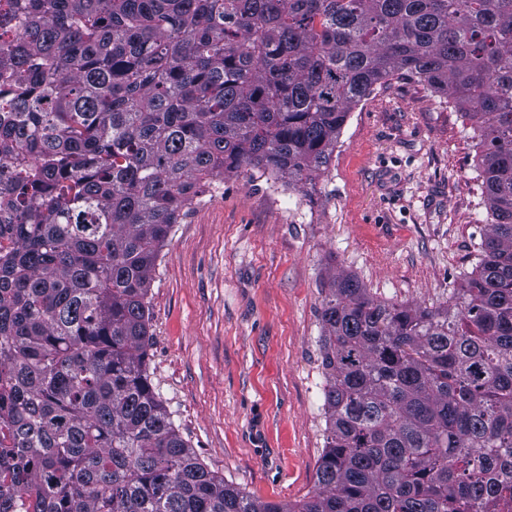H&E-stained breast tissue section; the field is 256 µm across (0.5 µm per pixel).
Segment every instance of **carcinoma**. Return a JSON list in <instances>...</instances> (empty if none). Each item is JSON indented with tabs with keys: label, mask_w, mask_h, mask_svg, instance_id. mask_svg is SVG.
Returning a JSON list of instances; mask_svg holds the SVG:
<instances>
[{
	"label": "carcinoma",
	"mask_w": 512,
	"mask_h": 512,
	"mask_svg": "<svg viewBox=\"0 0 512 512\" xmlns=\"http://www.w3.org/2000/svg\"><path fill=\"white\" fill-rule=\"evenodd\" d=\"M405 76L473 121L493 218L439 308L333 275L296 503L224 483L150 378L171 225L249 167L301 190ZM0 489L21 512H496L512 497V0H0Z\"/></svg>",
	"instance_id": "cac0c4a2"
}]
</instances>
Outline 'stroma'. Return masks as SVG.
<instances>
[{"label": "stroma", "mask_w": 512, "mask_h": 512, "mask_svg": "<svg viewBox=\"0 0 512 512\" xmlns=\"http://www.w3.org/2000/svg\"><path fill=\"white\" fill-rule=\"evenodd\" d=\"M476 140L447 100L393 78L350 112L331 164L294 192L257 172L216 180L152 271L150 374L182 437L242 493L295 502L325 446L321 284L447 303L489 221Z\"/></svg>", "instance_id": "stroma-1"}]
</instances>
